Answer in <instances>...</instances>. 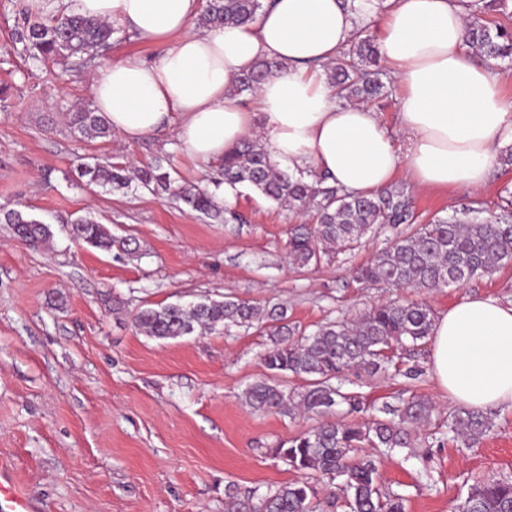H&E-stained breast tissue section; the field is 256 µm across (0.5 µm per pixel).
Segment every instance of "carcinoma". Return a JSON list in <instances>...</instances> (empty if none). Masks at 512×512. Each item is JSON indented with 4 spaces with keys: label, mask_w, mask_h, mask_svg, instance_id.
Returning <instances> with one entry per match:
<instances>
[{
    "label": "carcinoma",
    "mask_w": 512,
    "mask_h": 512,
    "mask_svg": "<svg viewBox=\"0 0 512 512\" xmlns=\"http://www.w3.org/2000/svg\"><path fill=\"white\" fill-rule=\"evenodd\" d=\"M263 0H205L197 19L207 30L225 24L256 21ZM505 10L508 0H490L470 10L466 37L470 47L488 60L512 61V29L488 18L492 8ZM114 28L108 22L74 14L44 15L26 12L14 30L13 44L34 62L62 66L60 76H71L66 61L75 58L102 66L112 44ZM282 70L276 62L260 60L239 76L230 94L252 93L267 77ZM328 80L340 100L375 103L387 96V74L378 67V50L371 36L357 32L335 62L326 66ZM73 131L89 138H107L112 128L101 112L80 108L68 113ZM79 177L120 191L137 182L152 192H172L192 210L212 220H227V208L216 194L194 185H177L164 166V159L134 171L108 159L77 166ZM233 190L250 187L267 199L298 214H311L314 223L299 225L289 242V256L301 267L316 264L326 250L350 249L377 224H413L416 221L411 192L391 185L371 196H361L323 184L315 173L306 176L280 170L263 145L246 140L224 156L219 177L213 180ZM500 212L483 216L464 207L447 217L434 216L412 233L400 235L379 251L359 271L358 278L370 284H391L437 292L477 275H491L499 265L512 260V192L503 198ZM0 223L12 226L15 235L31 248H40L50 237V226L21 208L0 211ZM71 237L93 248L110 252L117 246L131 251L130 243L112 237L110 229L89 215L72 223ZM271 323L279 337L263 357L266 368L277 374H292L307 381L302 391H290L270 380H256L245 390V400L256 411L276 410L290 414L300 410L321 418L319 425L284 440L270 449L273 457L294 470L314 471L334 484L326 503L342 512H405L402 494L386 490L379 481L376 459L364 448H382L395 453L415 447L416 429L429 422L435 406L423 397L398 393L377 408V415L364 422L324 421L336 407L347 413L365 409L362 396L343 388L342 376L352 368L369 375L393 364L392 351L426 341L434 323L425 303L390 301L356 320L339 319L320 326L308 336L294 337L282 307L269 310L247 301L203 298L190 303H168L136 313L135 327L157 339H177L202 330L249 327ZM492 427V420L478 410L459 409L448 415L453 440L470 448ZM319 491L306 480L289 482L258 498L241 497L235 487L226 489L229 512H317ZM458 512H512V477L490 475L472 485Z\"/></svg>",
    "instance_id": "1"
}]
</instances>
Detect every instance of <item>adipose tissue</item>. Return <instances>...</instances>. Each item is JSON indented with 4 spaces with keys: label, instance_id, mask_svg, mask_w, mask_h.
<instances>
[{
    "label": "adipose tissue",
    "instance_id": "adipose-tissue-1",
    "mask_svg": "<svg viewBox=\"0 0 512 512\" xmlns=\"http://www.w3.org/2000/svg\"><path fill=\"white\" fill-rule=\"evenodd\" d=\"M467 2L268 0L256 22L200 33V0H27L163 46L154 61L124 56L92 79L97 110L127 142L171 128L189 157L212 162L257 135L278 168L315 171L355 194L400 173L421 189L473 192L493 176L512 137V101L468 50ZM375 26L402 89L399 140L373 108L339 103L324 72L357 31ZM261 59L283 69L240 106L229 89ZM430 340L432 377L452 403L512 409V302L464 297L438 315Z\"/></svg>",
    "mask_w": 512,
    "mask_h": 512
}]
</instances>
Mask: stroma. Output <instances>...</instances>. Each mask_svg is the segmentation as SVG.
<instances>
[{
	"mask_svg": "<svg viewBox=\"0 0 512 512\" xmlns=\"http://www.w3.org/2000/svg\"><path fill=\"white\" fill-rule=\"evenodd\" d=\"M24 0H0V208L19 207L49 224L42 249L0 224V457L32 496L35 512H225V488L264 494L298 480L270 450L306 432L317 417L257 412L243 393L267 377L262 357L272 345L264 325L215 330L176 340L141 334L133 318L144 308L203 296H230L263 308H286L289 325L309 334L344 316L356 318L390 300L423 302L434 313L468 295L512 300V261L438 292L368 287L355 271L395 236L374 226L352 249L300 267L288 255L295 225L309 223L242 187L230 210L243 222L219 224L182 202L140 188L110 192L77 179L78 162L108 158L141 166L170 159L179 183L208 186L215 163L186 155L172 133L128 144L74 135L66 114L92 106L94 69L55 79L56 65H33L11 34ZM512 170H496L476 192L414 190L420 222L463 205L495 210ZM92 214L138 249L105 252L74 240V220ZM414 359V380L393 373H345L349 388L381 405L404 391L428 398L436 411L417 432V453L380 456L383 486L406 496V512H456L473 480L512 476V410L492 413L493 426L466 448L442 437L454 405L430 372V346ZM433 481L420 482L421 470Z\"/></svg>",
	"mask_w": 512,
	"mask_h": 512,
	"instance_id": "35a3bbf8",
	"label": "stroma"
}]
</instances>
